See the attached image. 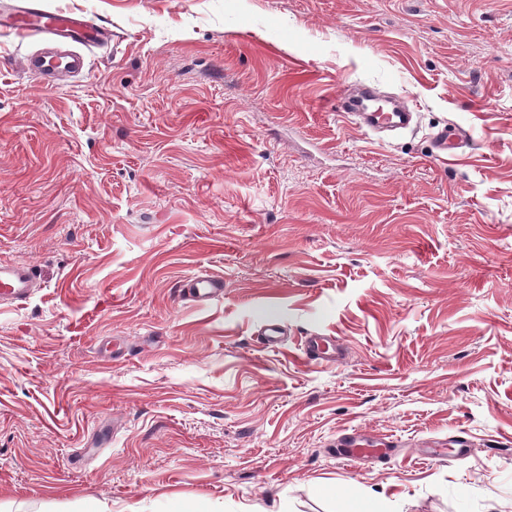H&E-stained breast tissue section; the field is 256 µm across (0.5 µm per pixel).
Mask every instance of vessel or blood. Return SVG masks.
<instances>
[{
	"instance_id": "obj_1",
	"label": "vessel or blood",
	"mask_w": 512,
	"mask_h": 512,
	"mask_svg": "<svg viewBox=\"0 0 512 512\" xmlns=\"http://www.w3.org/2000/svg\"><path fill=\"white\" fill-rule=\"evenodd\" d=\"M11 29L25 37L45 43H76L84 47L102 45L112 37L111 32L99 27L86 16L63 11L45 9L40 0H18L9 17ZM26 71L38 76H48L55 69L81 71L84 59L80 55L51 57L34 52L23 59ZM371 96L369 86H362L358 96L349 98L341 110L349 121L358 128L374 131L387 128L394 131H408L413 127L414 112L410 103L403 98L394 100L393 108L388 112L368 111L366 103ZM471 143L467 130L458 125H448L439 129L432 137V152L437 159L445 160L468 148ZM37 276L33 268L24 265L0 264V300L23 302L34 292ZM195 301L205 303L219 299L224 295L222 277L205 274L191 279L181 288ZM302 355L314 363H339L344 359L343 351L337 341L327 336L307 337ZM338 445L343 459L361 463L387 455L389 444L385 441L373 443L367 440L357 441L343 437Z\"/></svg>"
}]
</instances>
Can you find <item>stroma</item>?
<instances>
[{
	"instance_id": "stroma-1",
	"label": "stroma",
	"mask_w": 512,
	"mask_h": 512,
	"mask_svg": "<svg viewBox=\"0 0 512 512\" xmlns=\"http://www.w3.org/2000/svg\"><path fill=\"white\" fill-rule=\"evenodd\" d=\"M43 5L112 42L49 88L0 28V262L41 280L0 303V512H512V0ZM358 82L415 129L353 126ZM467 130L459 125L450 124L439 129L432 137V153L439 160L455 157L470 146ZM181 292L201 303L216 300L224 296V278L213 274L198 276L184 284ZM302 355L314 363L332 362L338 364L344 360V354L334 339L327 336H308L302 348ZM392 443L390 441H379L373 444L371 441H357L345 436L338 441L336 448H343L341 451L342 459L353 463H361L381 456H387L388 448H390Z\"/></svg>"
}]
</instances>
